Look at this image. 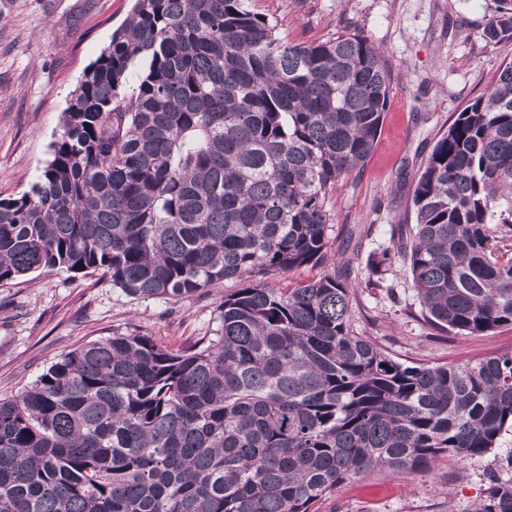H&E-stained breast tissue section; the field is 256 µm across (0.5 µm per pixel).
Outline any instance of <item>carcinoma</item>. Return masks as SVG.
<instances>
[{"mask_svg": "<svg viewBox=\"0 0 512 512\" xmlns=\"http://www.w3.org/2000/svg\"><path fill=\"white\" fill-rule=\"evenodd\" d=\"M481 36L512 37V0ZM391 73L355 32L289 42L249 0H134L85 70L31 190L0 199V286L102 273L178 301L235 279L212 335L114 333L0 398V512H310L374 468L426 474L512 429V351L403 362L351 324L326 262V194L381 131ZM414 223L369 254L407 265L424 325L512 328V62L420 166ZM472 512H512L490 479ZM327 270H330L329 264L316 267L308 266L291 273L272 276L270 282L271 285H275L277 288L293 287L296 283L316 278Z\"/></svg>", "mask_w": 512, "mask_h": 512, "instance_id": "1", "label": "carcinoma"}]
</instances>
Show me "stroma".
<instances>
[{"label":"stroma","mask_w":512,"mask_h":512,"mask_svg":"<svg viewBox=\"0 0 512 512\" xmlns=\"http://www.w3.org/2000/svg\"><path fill=\"white\" fill-rule=\"evenodd\" d=\"M133 0H0V198L28 191L49 158L62 114L84 70L127 18ZM291 42L361 33L380 48L393 80L387 114L367 163L326 196L329 251L346 263L355 331L403 360L464 363L512 350V328L484 336L429 335L402 265L393 292L365 287V263L394 225L412 220L410 190L422 158L466 105L484 96L512 39L481 32L493 0H250ZM372 225L357 241L355 228ZM222 302L212 291L176 303L130 297L110 278L66 272L0 286V397L16 394L61 355L115 332L138 331L178 349L209 335ZM512 432L497 449L447 454L431 472L375 469L341 485L310 512H472L490 478L512 480Z\"/></svg>","instance_id":"35a3bbf8"}]
</instances>
